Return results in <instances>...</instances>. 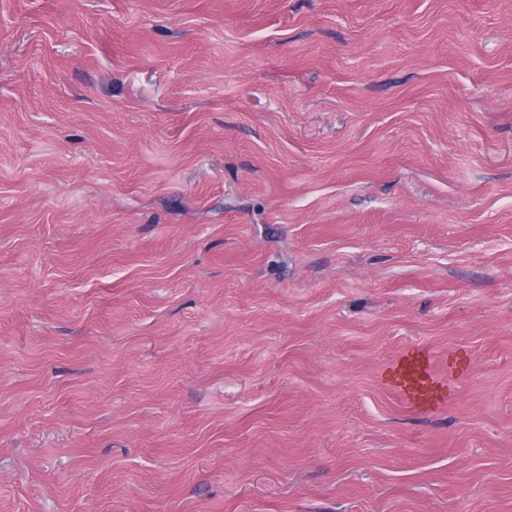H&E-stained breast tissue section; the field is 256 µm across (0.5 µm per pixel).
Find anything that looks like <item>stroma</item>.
Instances as JSON below:
<instances>
[{
	"instance_id": "stroma-1",
	"label": "stroma",
	"mask_w": 512,
	"mask_h": 512,
	"mask_svg": "<svg viewBox=\"0 0 512 512\" xmlns=\"http://www.w3.org/2000/svg\"><path fill=\"white\" fill-rule=\"evenodd\" d=\"M0 512H512V0H0ZM421 363L419 355L409 354L389 373V379L415 397L426 399L433 390L423 378Z\"/></svg>"
}]
</instances>
